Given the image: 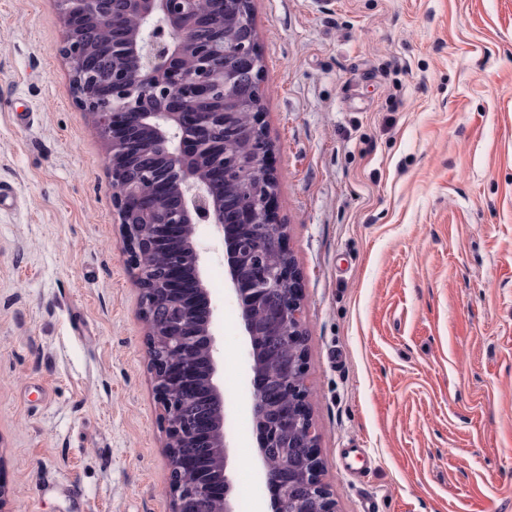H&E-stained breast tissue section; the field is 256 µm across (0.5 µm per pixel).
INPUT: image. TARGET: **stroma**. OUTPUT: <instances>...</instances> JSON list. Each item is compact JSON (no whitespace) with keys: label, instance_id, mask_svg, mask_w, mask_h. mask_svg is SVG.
Segmentation results:
<instances>
[{"label":"stroma","instance_id":"obj_1","mask_svg":"<svg viewBox=\"0 0 512 512\" xmlns=\"http://www.w3.org/2000/svg\"><path fill=\"white\" fill-rule=\"evenodd\" d=\"M250 6L336 512H512V0ZM64 38L55 0H0V483L8 512H169L141 292ZM197 239L233 498L258 505L240 307Z\"/></svg>","mask_w":512,"mask_h":512}]
</instances>
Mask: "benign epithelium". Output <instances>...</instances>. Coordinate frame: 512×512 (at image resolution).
I'll return each instance as SVG.
<instances>
[{"label":"benign epithelium","mask_w":512,"mask_h":512,"mask_svg":"<svg viewBox=\"0 0 512 512\" xmlns=\"http://www.w3.org/2000/svg\"><path fill=\"white\" fill-rule=\"evenodd\" d=\"M66 28L59 49L76 105L108 144L106 167L125 250L140 283L149 370L167 423L170 512H235L228 473L224 355L213 332L215 309L196 227L211 224L224 244L225 279L241 309L245 358L253 374L251 412L260 427L259 474L275 490L270 512H335L322 479L320 431L307 410L300 277L287 256V226L271 208L276 179L264 164L270 142L259 100L250 99L262 67L254 27L229 18L247 0H56ZM253 112L247 144L227 155L229 110ZM239 195L232 208L224 186ZM179 242L163 269L145 258ZM281 259L268 258V250ZM207 314L198 313L197 303ZM277 359L276 374L261 360ZM288 387L280 404L273 381ZM282 466L268 465L273 439Z\"/></svg>","instance_id":"1"}]
</instances>
